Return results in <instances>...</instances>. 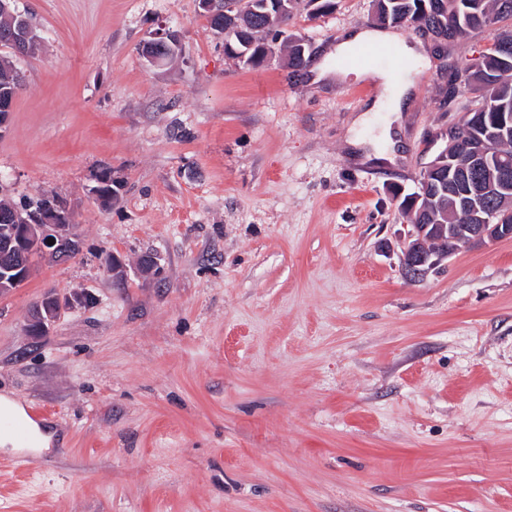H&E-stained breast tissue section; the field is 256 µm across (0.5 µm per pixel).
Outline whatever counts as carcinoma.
I'll list each match as a JSON object with an SVG mask.
<instances>
[{"instance_id":"cac0c4a2","label":"carcinoma","mask_w":512,"mask_h":512,"mask_svg":"<svg viewBox=\"0 0 512 512\" xmlns=\"http://www.w3.org/2000/svg\"><path fill=\"white\" fill-rule=\"evenodd\" d=\"M381 24L421 26L444 22L448 40L456 42L473 32L497 27L493 38L508 37L512 44V6L503 7V0H446V6H434V0H377ZM289 66L299 71L310 64V56L301 53L296 45L288 46ZM16 66L10 54L0 55V98L15 99L18 94L13 83ZM467 90L481 100L479 111L463 116L458 134L470 146V154L460 156L458 164L470 166L484 130L491 127L493 113H512V47L495 52L474 66ZM469 197L448 189V201H430L417 215L422 224L466 223Z\"/></svg>"}]
</instances>
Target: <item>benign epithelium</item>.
I'll list each match as a JSON object with an SVG mask.
<instances>
[{"label":"benign epithelium","mask_w":512,"mask_h":512,"mask_svg":"<svg viewBox=\"0 0 512 512\" xmlns=\"http://www.w3.org/2000/svg\"><path fill=\"white\" fill-rule=\"evenodd\" d=\"M201 13L215 21L217 35L225 37L236 18L254 11L252 5H244L239 0H198ZM0 13L7 17L8 25L3 34L19 57L28 54L30 43L38 38L31 21L23 13L15 10L11 0L0 3ZM175 34L163 30L142 46V54L148 61L161 62L158 52L163 47H175ZM440 146L434 158L426 163L420 182L429 177L442 179L454 173L455 161L460 153V138L457 127L450 126L440 133ZM512 143V117L502 120L492 131L490 141L482 150V157L495 155L498 161L496 179L484 181L475 177L481 185L479 193H489L498 200V207L487 211L474 205L471 207L468 223L455 224H412L404 242L401 256L402 266L412 275H421L447 258L452 250L446 247L449 242L459 239L468 245H481L487 242L512 238V223L504 217H512V163L502 147ZM55 239L48 244V239ZM81 250V240L76 225L70 223L69 209L54 203H46L40 209L26 212L3 213L0 215V297L25 283L34 273L32 254L40 252L59 261L77 256ZM88 302L86 296L73 294L66 297L46 294L32 306L25 331L35 339L50 333L59 313L65 307L82 306Z\"/></svg>","instance_id":"1"}]
</instances>
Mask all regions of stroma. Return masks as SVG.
Here are the masks:
<instances>
[{"label": "stroma", "instance_id": "35a3bbf8", "mask_svg": "<svg viewBox=\"0 0 512 512\" xmlns=\"http://www.w3.org/2000/svg\"><path fill=\"white\" fill-rule=\"evenodd\" d=\"M17 7L43 50L16 61L0 192L64 198L82 250L0 298V392L55 432L18 456L0 512H512V239L410 278L389 193L471 107L440 89L489 32L425 44L403 154L377 165L351 145L373 77L314 80L283 45L231 58L197 0ZM375 25L373 0H332L284 28L317 62ZM162 28L178 43L152 64ZM79 292L92 304L27 336L39 297ZM177 43V39L175 34L163 30L161 32H155L154 36L151 40L145 42L142 46V54L150 61L151 63L157 64L161 62L162 57L168 58L171 54L165 53L162 57L158 56L157 50L162 51V46L175 48Z\"/></svg>", "mask_w": 512, "mask_h": 512}]
</instances>
